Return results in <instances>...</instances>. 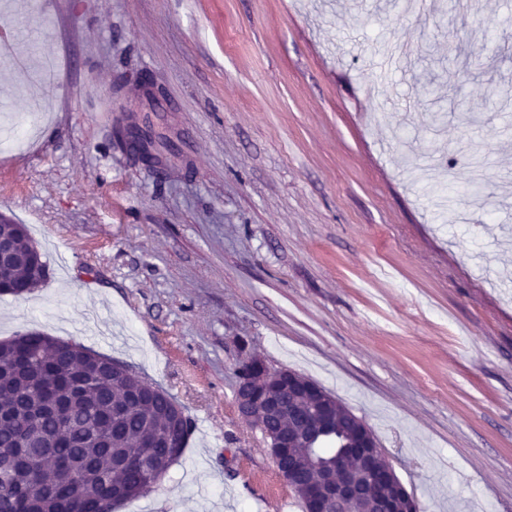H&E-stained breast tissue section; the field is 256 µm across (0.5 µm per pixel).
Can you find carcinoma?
Listing matches in <instances>:
<instances>
[{
    "label": "carcinoma",
    "mask_w": 512,
    "mask_h": 512,
    "mask_svg": "<svg viewBox=\"0 0 512 512\" xmlns=\"http://www.w3.org/2000/svg\"><path fill=\"white\" fill-rule=\"evenodd\" d=\"M0 238L28 256L0 265V279L21 297L47 280L49 268L25 225L0 214ZM41 332L0 341V448H17L38 433L62 447L43 453L30 471L17 469L13 487L0 492V512H90L102 501L111 508L143 494L146 480L133 459L142 454L182 456L192 421L174 426L166 411L172 396L144 382L133 392L123 381L91 361L76 370L66 345ZM318 393L281 392L293 416L288 423L264 419L259 429L271 438L289 429L304 439L314 465L325 468L355 456L356 423L331 414L317 427Z\"/></svg>",
    "instance_id": "carcinoma-1"
}]
</instances>
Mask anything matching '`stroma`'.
I'll return each mask as SVG.
<instances>
[{"label": "stroma", "mask_w": 512, "mask_h": 512, "mask_svg": "<svg viewBox=\"0 0 512 512\" xmlns=\"http://www.w3.org/2000/svg\"><path fill=\"white\" fill-rule=\"evenodd\" d=\"M16 18L58 71L35 109L0 67V127L33 130L0 213L50 276L0 296V339L80 342L193 423L116 512H302L237 413L254 355L362 417L419 512H512V0H0ZM149 81L176 146L152 163L115 134Z\"/></svg>", "instance_id": "1"}]
</instances>
